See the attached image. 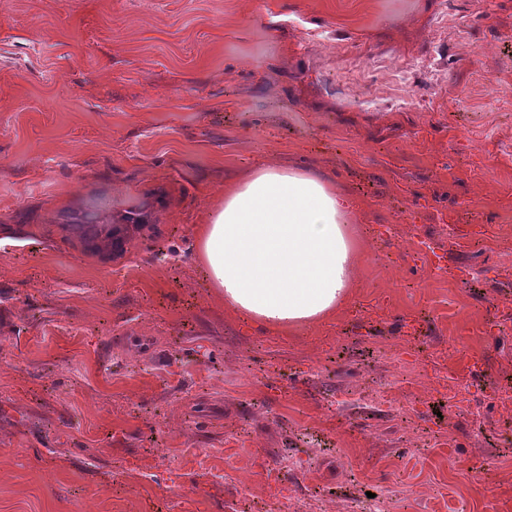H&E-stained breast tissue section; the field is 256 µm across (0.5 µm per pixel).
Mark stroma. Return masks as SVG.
I'll return each mask as SVG.
<instances>
[{"mask_svg": "<svg viewBox=\"0 0 512 512\" xmlns=\"http://www.w3.org/2000/svg\"><path fill=\"white\" fill-rule=\"evenodd\" d=\"M256 160L358 204L290 334L196 261ZM507 406L512 0H0V512H512Z\"/></svg>", "mask_w": 512, "mask_h": 512, "instance_id": "1", "label": "stroma"}]
</instances>
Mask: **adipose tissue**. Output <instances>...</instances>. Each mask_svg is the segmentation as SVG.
I'll use <instances>...</instances> for the list:
<instances>
[{
  "mask_svg": "<svg viewBox=\"0 0 512 512\" xmlns=\"http://www.w3.org/2000/svg\"><path fill=\"white\" fill-rule=\"evenodd\" d=\"M354 204L328 179L256 163L226 182L224 201L196 230V258L225 306L279 329L333 317L350 298L360 243Z\"/></svg>",
  "mask_w": 512,
  "mask_h": 512,
  "instance_id": "ef3b65f1",
  "label": "adipose tissue"
}]
</instances>
